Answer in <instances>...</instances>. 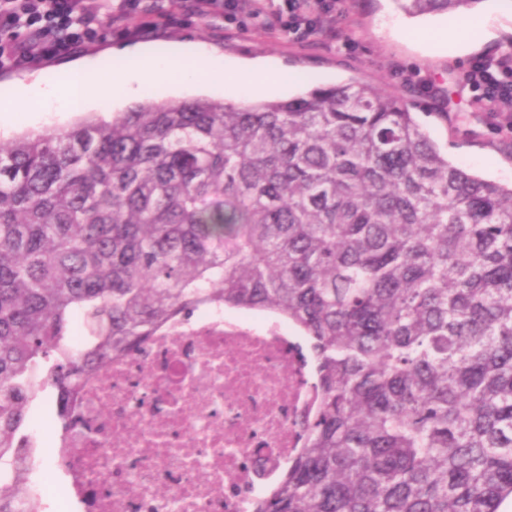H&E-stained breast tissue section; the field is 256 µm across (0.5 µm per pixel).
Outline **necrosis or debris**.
<instances>
[{
    "instance_id": "1",
    "label": "necrosis or debris",
    "mask_w": 512,
    "mask_h": 512,
    "mask_svg": "<svg viewBox=\"0 0 512 512\" xmlns=\"http://www.w3.org/2000/svg\"><path fill=\"white\" fill-rule=\"evenodd\" d=\"M318 401L286 319L202 307L92 373L57 465L91 512H251Z\"/></svg>"
}]
</instances>
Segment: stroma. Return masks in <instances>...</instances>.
Here are the masks:
<instances>
[{
    "label": "stroma",
    "instance_id": "35a3bbf8",
    "mask_svg": "<svg viewBox=\"0 0 512 512\" xmlns=\"http://www.w3.org/2000/svg\"><path fill=\"white\" fill-rule=\"evenodd\" d=\"M346 20L336 25L335 38L318 36L305 43L291 42L287 33L272 32L257 21L230 23L224 18L178 17L167 27L141 31L139 16L126 25L138 30L129 37L112 28L90 49L34 66V73L52 74L62 66L84 59L105 67H134L123 56L125 47L146 44L165 53L174 42L204 44L219 49L222 59H268L293 72L297 89L331 87L359 80L386 93L411 101L418 120L453 164L480 177L512 184V112L489 115L475 102V92L462 80L470 62L479 56L512 50V0H484L482 16L490 20L488 33L465 35L460 20L437 12L412 17L396 0H351ZM442 28L452 36H466L468 50L457 53L451 40L434 37ZM220 88L159 87L148 94L98 101L86 108L44 112L27 108L22 123L0 126V142L8 143L29 133L54 132L86 117L126 111L136 103L224 98Z\"/></svg>",
    "mask_w": 512,
    "mask_h": 512
}]
</instances>
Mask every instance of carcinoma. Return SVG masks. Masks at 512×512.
I'll list each match as a JSON object with an SVG mask.
<instances>
[{"label": "carcinoma", "instance_id": "obj_1", "mask_svg": "<svg viewBox=\"0 0 512 512\" xmlns=\"http://www.w3.org/2000/svg\"><path fill=\"white\" fill-rule=\"evenodd\" d=\"M465 16L481 0H399ZM202 306L287 319L321 399L253 512H500L512 499V187L360 81L143 101L0 143V460L47 390ZM82 323L72 339V323ZM33 468L0 469V512Z\"/></svg>", "mask_w": 512, "mask_h": 512}]
</instances>
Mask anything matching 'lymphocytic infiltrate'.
Listing matches in <instances>:
<instances>
[{"label": "lymphocytic infiltrate", "instance_id": "1", "mask_svg": "<svg viewBox=\"0 0 512 512\" xmlns=\"http://www.w3.org/2000/svg\"><path fill=\"white\" fill-rule=\"evenodd\" d=\"M350 0H109L96 10L88 0H0V71L23 69L66 56L95 44L103 24L136 14L145 26L187 13L206 19L266 16L270 25L302 43L332 30L346 17ZM25 37H18V30ZM464 82L486 111L512 108V56L472 60Z\"/></svg>", "mask_w": 512, "mask_h": 512}]
</instances>
